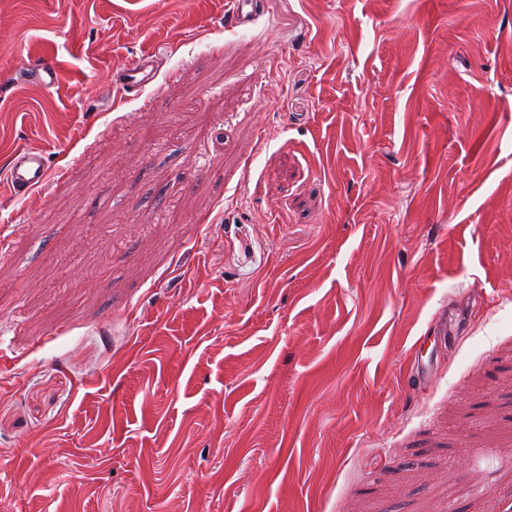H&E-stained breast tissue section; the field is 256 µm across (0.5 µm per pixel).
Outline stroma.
I'll use <instances>...</instances> for the list:
<instances>
[{"instance_id":"1","label":"stroma","mask_w":512,"mask_h":512,"mask_svg":"<svg viewBox=\"0 0 512 512\" xmlns=\"http://www.w3.org/2000/svg\"><path fill=\"white\" fill-rule=\"evenodd\" d=\"M254 5L0 0V506L512 512V0ZM225 4L231 21L236 26H247L255 20L252 0H228ZM158 53L154 49L143 50L129 58L121 67L112 72V90L119 97H130L152 87L157 79L156 60ZM49 167V158L43 151L19 148L12 153L0 180L5 179L11 195L25 198L37 190H46L50 175Z\"/></svg>"}]
</instances>
